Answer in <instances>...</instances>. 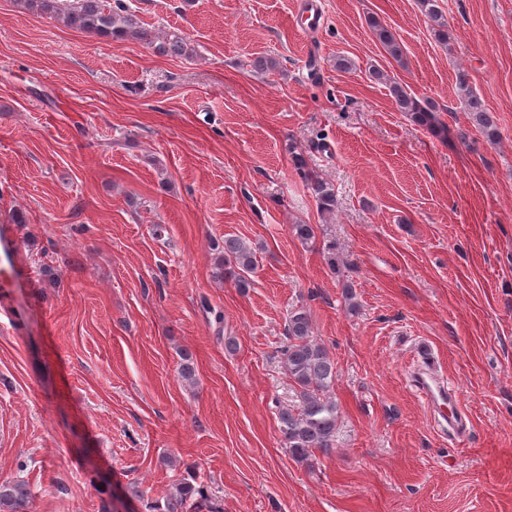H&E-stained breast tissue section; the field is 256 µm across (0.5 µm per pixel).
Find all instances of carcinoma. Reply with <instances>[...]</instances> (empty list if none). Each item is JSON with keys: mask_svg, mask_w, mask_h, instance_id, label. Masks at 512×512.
Wrapping results in <instances>:
<instances>
[{"mask_svg": "<svg viewBox=\"0 0 512 512\" xmlns=\"http://www.w3.org/2000/svg\"><path fill=\"white\" fill-rule=\"evenodd\" d=\"M31 11L47 15L62 25L81 32L109 38L113 41L135 39L147 43L155 52L166 56H186L189 48L185 38L175 32L162 37L153 36L142 27L136 15L124 0H23ZM427 17L434 22L437 37L448 41L447 24L438 0H420ZM368 25L375 38L398 57L401 47L393 32L376 19ZM457 84L464 92V102L469 120L490 143L496 142L499 129L496 118L488 111L481 98L469 86L468 73L457 74ZM392 95L399 111L411 116L422 127L432 126L435 106L423 103L400 85L392 86ZM297 170L304 173L309 189L321 214L331 213L336 206L333 186L320 177L304 171L306 161L302 154L293 156ZM217 274L231 279L239 288L250 286L249 276L256 268V255L238 238H224V250L217 258ZM288 343L282 350L283 361L295 399L278 414L279 429L292 458L306 462L314 452H329L336 444L339 430V406L332 396L336 383V363L328 348L313 336L307 312L298 308L288 316ZM33 495L27 481L16 478L0 482V512H31ZM206 509L221 512L209 496L207 486L190 474L178 485L176 493L151 507L153 512H189Z\"/></svg>", "mask_w": 512, "mask_h": 512, "instance_id": "obj_1", "label": "carcinoma"}]
</instances>
